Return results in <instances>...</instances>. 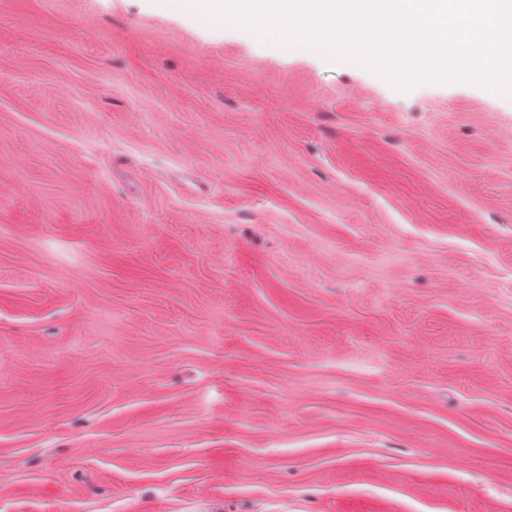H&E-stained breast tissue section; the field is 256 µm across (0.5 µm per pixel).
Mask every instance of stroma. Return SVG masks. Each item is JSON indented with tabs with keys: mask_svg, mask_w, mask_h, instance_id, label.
Wrapping results in <instances>:
<instances>
[{
	"mask_svg": "<svg viewBox=\"0 0 512 512\" xmlns=\"http://www.w3.org/2000/svg\"><path fill=\"white\" fill-rule=\"evenodd\" d=\"M0 512H512V95L0 0Z\"/></svg>",
	"mask_w": 512,
	"mask_h": 512,
	"instance_id": "obj_1",
	"label": "stroma"
}]
</instances>
